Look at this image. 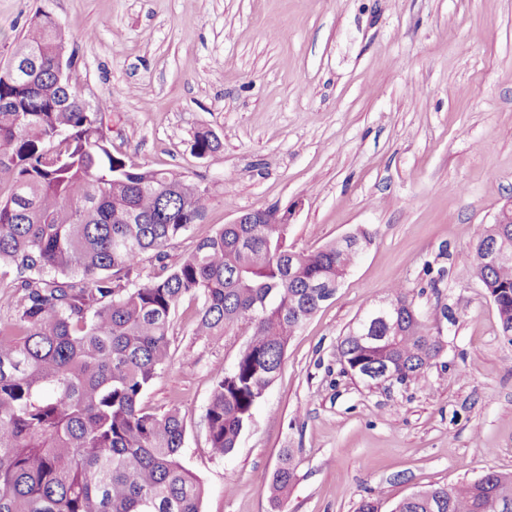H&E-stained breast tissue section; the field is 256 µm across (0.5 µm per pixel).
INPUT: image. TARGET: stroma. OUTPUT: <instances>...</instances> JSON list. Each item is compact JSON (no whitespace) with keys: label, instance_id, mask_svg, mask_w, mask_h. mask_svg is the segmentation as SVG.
I'll return each instance as SVG.
<instances>
[{"label":"stroma","instance_id":"1","mask_svg":"<svg viewBox=\"0 0 512 512\" xmlns=\"http://www.w3.org/2000/svg\"><path fill=\"white\" fill-rule=\"evenodd\" d=\"M41 10L113 148L211 186L168 263L269 206L294 210L298 250L374 234L290 339L231 454L211 448L205 412L248 330L195 335L198 302L179 304L171 360L142 403L182 410L202 512H273L262 477L286 448L297 481L282 512H357L367 497L391 512L420 489L512 472V344L474 252L512 200V0H0L1 62ZM201 130L221 141L204 158ZM397 288L444 350L408 384L370 385L344 373L337 345Z\"/></svg>","mask_w":512,"mask_h":512}]
</instances>
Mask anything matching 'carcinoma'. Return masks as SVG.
I'll return each instance as SVG.
<instances>
[{
    "label": "carcinoma",
    "instance_id": "1",
    "mask_svg": "<svg viewBox=\"0 0 512 512\" xmlns=\"http://www.w3.org/2000/svg\"><path fill=\"white\" fill-rule=\"evenodd\" d=\"M73 55L60 22L42 11L0 64V512H201V486L180 461L181 409L141 399L171 358L179 303L200 302L198 336L238 324L250 340L213 378L206 408L211 447L228 455L284 362L288 341L333 298L325 285L358 258L336 242L292 258L289 225L224 224L177 263L171 242L203 220L209 187L182 173L138 166L112 151L100 106L58 79ZM220 148L194 137L206 157ZM160 271L141 281L142 255ZM512 326V263L480 270ZM390 324L338 344L345 373L387 369L416 378L443 351L402 290ZM292 451L270 480L277 506L296 480ZM392 512H512V473L490 470L401 499Z\"/></svg>",
    "mask_w": 512,
    "mask_h": 512
}]
</instances>
